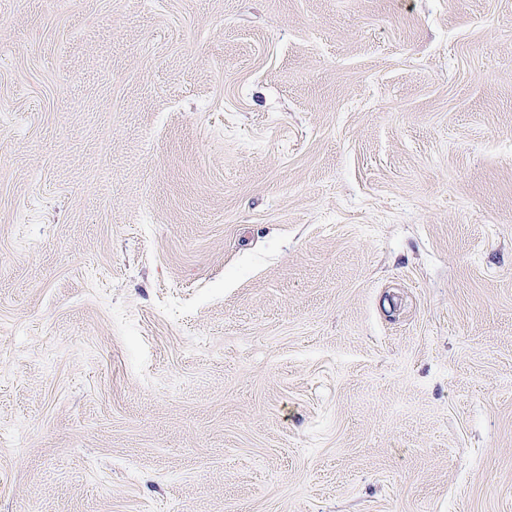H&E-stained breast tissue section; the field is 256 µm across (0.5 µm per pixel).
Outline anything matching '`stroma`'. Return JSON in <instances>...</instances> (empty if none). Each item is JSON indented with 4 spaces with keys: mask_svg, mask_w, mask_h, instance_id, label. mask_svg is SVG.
<instances>
[{
    "mask_svg": "<svg viewBox=\"0 0 512 512\" xmlns=\"http://www.w3.org/2000/svg\"><path fill=\"white\" fill-rule=\"evenodd\" d=\"M0 512H512V0H0Z\"/></svg>",
    "mask_w": 512,
    "mask_h": 512,
    "instance_id": "35a3bbf8",
    "label": "stroma"
}]
</instances>
